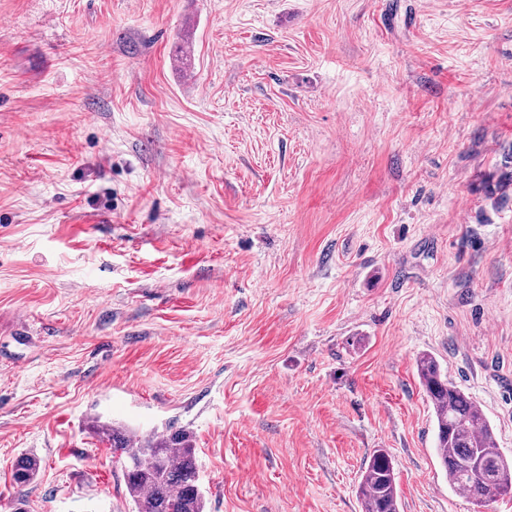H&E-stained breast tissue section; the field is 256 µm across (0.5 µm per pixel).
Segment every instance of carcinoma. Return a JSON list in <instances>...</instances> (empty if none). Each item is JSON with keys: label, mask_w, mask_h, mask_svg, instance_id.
Listing matches in <instances>:
<instances>
[{"label": "carcinoma", "mask_w": 512, "mask_h": 512, "mask_svg": "<svg viewBox=\"0 0 512 512\" xmlns=\"http://www.w3.org/2000/svg\"><path fill=\"white\" fill-rule=\"evenodd\" d=\"M417 375L437 422L436 452L448 485L483 502L512 494V460L496 446L484 412L442 373L429 354L416 361ZM96 432L110 442L122 469L133 512H206L190 433L169 429L141 438L121 425L96 422ZM40 459L20 454L13 464L16 484H30ZM362 512H398L399 490L389 452L376 450L358 484Z\"/></svg>", "instance_id": "carcinoma-1"}]
</instances>
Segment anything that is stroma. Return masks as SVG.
Wrapping results in <instances>:
<instances>
[{
  "label": "stroma",
  "mask_w": 512,
  "mask_h": 512,
  "mask_svg": "<svg viewBox=\"0 0 512 512\" xmlns=\"http://www.w3.org/2000/svg\"><path fill=\"white\" fill-rule=\"evenodd\" d=\"M423 353L512 457V0H0V512H131L95 418L208 512H512ZM417 375L437 422L436 452L453 489L476 502L512 494V460L496 446L484 412L442 373L429 354L416 361ZM96 432L125 458L123 479L133 512H207L189 432L137 437L121 425L96 421ZM114 457V456H113ZM362 512H398L399 490L389 452L376 450L358 484ZM40 469V459L33 454H20L13 464V480L16 484H30Z\"/></svg>",
  "instance_id": "35a3bbf8"
}]
</instances>
